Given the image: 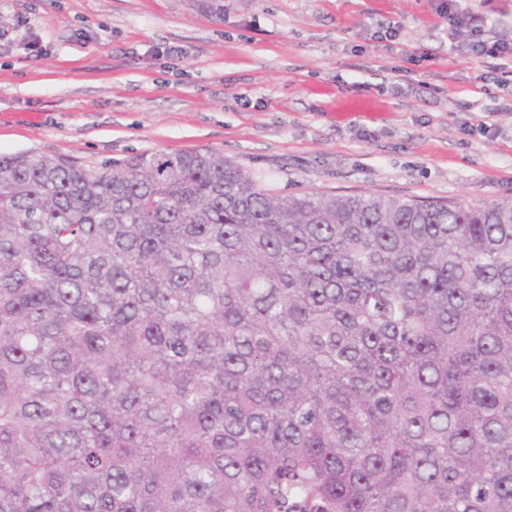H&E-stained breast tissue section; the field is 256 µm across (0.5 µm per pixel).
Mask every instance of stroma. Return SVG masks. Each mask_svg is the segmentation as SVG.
Returning <instances> with one entry per match:
<instances>
[{
	"mask_svg": "<svg viewBox=\"0 0 512 512\" xmlns=\"http://www.w3.org/2000/svg\"><path fill=\"white\" fill-rule=\"evenodd\" d=\"M448 0H0V155L223 153L288 195L512 199V95ZM481 8L512 38V0Z\"/></svg>",
	"mask_w": 512,
	"mask_h": 512,
	"instance_id": "1",
	"label": "stroma"
}]
</instances>
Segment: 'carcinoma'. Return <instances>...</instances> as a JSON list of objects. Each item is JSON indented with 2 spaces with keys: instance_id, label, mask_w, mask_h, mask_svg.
Returning <instances> with one entry per match:
<instances>
[{
  "instance_id": "obj_1",
  "label": "carcinoma",
  "mask_w": 512,
  "mask_h": 512,
  "mask_svg": "<svg viewBox=\"0 0 512 512\" xmlns=\"http://www.w3.org/2000/svg\"><path fill=\"white\" fill-rule=\"evenodd\" d=\"M0 512H512V200L0 156Z\"/></svg>"
}]
</instances>
